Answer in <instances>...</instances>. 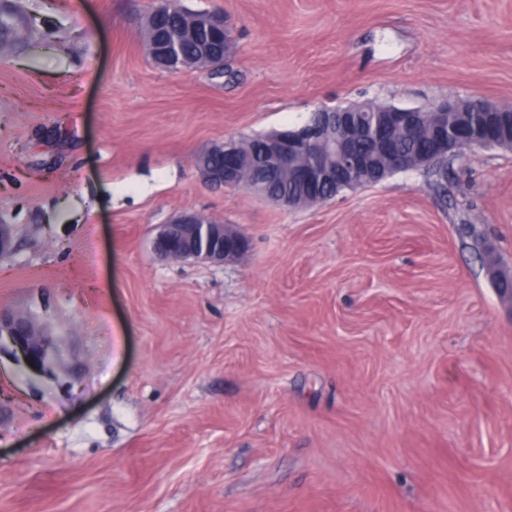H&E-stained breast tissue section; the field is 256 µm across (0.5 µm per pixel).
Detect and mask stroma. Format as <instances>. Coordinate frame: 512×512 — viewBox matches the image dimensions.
I'll return each mask as SVG.
<instances>
[{
	"instance_id": "obj_1",
	"label": "stroma",
	"mask_w": 512,
	"mask_h": 512,
	"mask_svg": "<svg viewBox=\"0 0 512 512\" xmlns=\"http://www.w3.org/2000/svg\"><path fill=\"white\" fill-rule=\"evenodd\" d=\"M52 33L0 58V512H512V152L279 207L198 175L228 137L373 100L512 105V0H179L224 12L223 76L144 47L157 0H14ZM196 211L233 262L159 259ZM472 225V233L461 230ZM3 343L31 368L44 366L57 351L55 341L26 317L0 310V347Z\"/></svg>"
}]
</instances>
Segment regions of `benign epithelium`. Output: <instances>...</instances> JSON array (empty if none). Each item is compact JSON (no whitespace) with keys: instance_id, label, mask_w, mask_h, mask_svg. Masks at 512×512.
<instances>
[{"instance_id":"benign-epithelium-1","label":"benign epithelium","mask_w":512,"mask_h":512,"mask_svg":"<svg viewBox=\"0 0 512 512\" xmlns=\"http://www.w3.org/2000/svg\"><path fill=\"white\" fill-rule=\"evenodd\" d=\"M232 23L222 14L188 11L182 36L194 37L201 30L228 32ZM150 53L159 66L170 72L182 69H214L212 50L207 42L200 44L196 59L181 63L180 40L170 39L151 46ZM371 111L370 102H354L338 110L318 108L303 125L294 129L273 130L262 141L266 150V166L273 176H290L298 183L314 187L321 183H334L348 179L351 186L377 184L402 171L427 168L435 163L437 153L430 152L414 160L395 159L383 169L371 174L362 159L352 150V141L358 129L351 118ZM391 123L407 134L419 131L422 109L388 105L379 108ZM435 112H471V123L448 131L439 121L434 125L439 131L443 147L457 141L469 149L504 148L500 138L483 137V118L497 112H512L511 105H499L486 100L457 97L435 108ZM363 132L376 144H382L381 117L367 119ZM239 141L228 138L212 144L194 156V167L201 177L213 186L237 188L288 208L312 206L323 202L319 196L301 199L288 196H270L262 186L252 183L243 174L244 161L237 152ZM218 154L224 158L223 166L216 168L208 159ZM14 226L0 221V258L13 251ZM155 251L168 261L197 259L222 265L236 259L247 248V240L230 224L215 219H205L201 213L183 211L174 215L166 224L157 227L153 241ZM8 344L15 355L32 367L40 368L56 353L55 341L43 330L35 327L26 317L0 310V346Z\"/></svg>"}]
</instances>
